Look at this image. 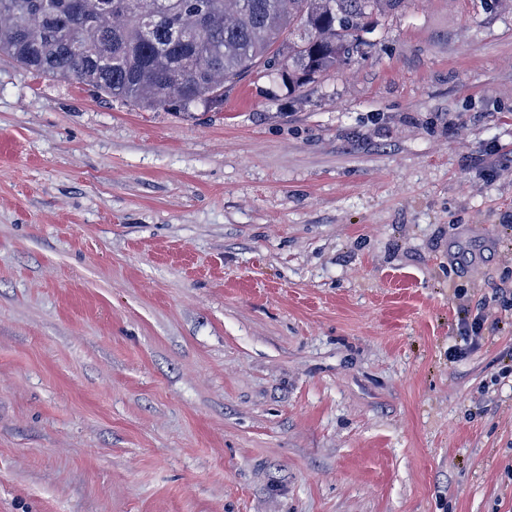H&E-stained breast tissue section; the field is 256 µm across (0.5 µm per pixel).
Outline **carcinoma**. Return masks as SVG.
Here are the masks:
<instances>
[{"label": "carcinoma", "instance_id": "obj_1", "mask_svg": "<svg viewBox=\"0 0 512 512\" xmlns=\"http://www.w3.org/2000/svg\"><path fill=\"white\" fill-rule=\"evenodd\" d=\"M0 0V54L104 101L187 117L224 105V77L296 83L338 67L402 0ZM75 30L88 53H75Z\"/></svg>", "mask_w": 512, "mask_h": 512}]
</instances>
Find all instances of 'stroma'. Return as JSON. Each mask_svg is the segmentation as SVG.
Returning <instances> with one entry per match:
<instances>
[{
    "label": "stroma",
    "instance_id": "35a3bbf8",
    "mask_svg": "<svg viewBox=\"0 0 512 512\" xmlns=\"http://www.w3.org/2000/svg\"><path fill=\"white\" fill-rule=\"evenodd\" d=\"M363 40L191 118L0 55V512H512V0Z\"/></svg>",
    "mask_w": 512,
    "mask_h": 512
}]
</instances>
